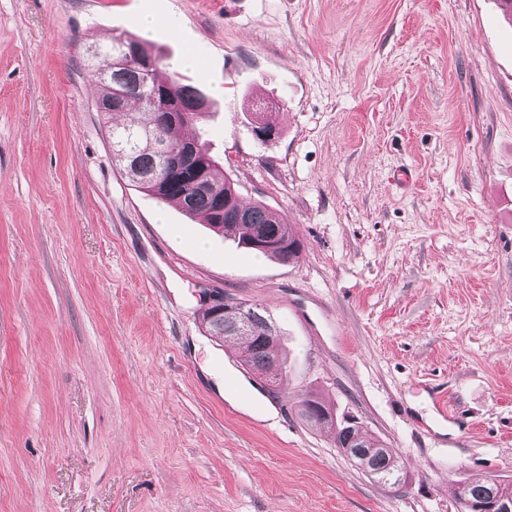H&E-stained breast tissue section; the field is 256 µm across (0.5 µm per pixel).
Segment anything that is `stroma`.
Returning a JSON list of instances; mask_svg holds the SVG:
<instances>
[{"instance_id": "obj_1", "label": "stroma", "mask_w": 512, "mask_h": 512, "mask_svg": "<svg viewBox=\"0 0 512 512\" xmlns=\"http://www.w3.org/2000/svg\"><path fill=\"white\" fill-rule=\"evenodd\" d=\"M293 263L112 161L86 49L140 35ZM194 65H187L186 56ZM277 130L262 142L252 122ZM220 290L288 382L240 405ZM399 457L375 482L304 391ZM451 404L453 420L440 414ZM512 484V23L497 0H0V512H460ZM207 300L209 307L203 314L202 322L209 335L241 337L246 343L242 355L243 363L261 373L270 374L272 379L277 377L278 385L281 384L287 377V373L284 372L283 363L275 355L279 335L266 309L258 307L257 304L246 305V303H244L246 305L244 309L235 298L220 292L208 293ZM211 307H214L217 312H224L233 317L240 330L246 329L249 325L244 314L246 311L250 323L248 329L245 332L236 331L233 321L227 314H216ZM269 336L274 337L271 339ZM493 480L496 479L486 480L485 482L478 484H466L459 487L457 490V499L461 506H463L465 502H470L471 508L485 505L489 498L490 492H493V489H496V491L499 492L500 486L503 488V491L511 488L512 495L511 484H506L499 481L501 484L498 485L496 483L497 481Z\"/></svg>"}]
</instances>
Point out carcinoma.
<instances>
[{
    "label": "carcinoma",
    "mask_w": 512,
    "mask_h": 512,
    "mask_svg": "<svg viewBox=\"0 0 512 512\" xmlns=\"http://www.w3.org/2000/svg\"><path fill=\"white\" fill-rule=\"evenodd\" d=\"M122 39L135 43L140 54L157 61L150 85H145L134 65L113 72L104 77V71L115 52L116 43ZM91 57V73L101 83L103 93L100 103L104 104L113 98V90L120 87L121 100L112 104L105 113H118L127 109L132 101L139 105L138 115L128 123L115 125L110 132L112 139V160L133 179L138 186L155 199L163 202L175 201L182 211L200 224H206L215 231L222 232L228 228L238 234V243L268 257L290 263L299 258L302 243L295 236L285 217L262 203L244 206L239 202L238 193L233 180L227 175H219V163L209 153L206 144L195 139L180 136L182 127L204 114L207 109V98L195 86L186 84L175 70L165 67L162 58L152 54L138 38L133 35L116 36L107 43L94 45ZM171 88L175 94L174 110L180 114L177 122H166L156 128L151 125L148 112V91L160 93ZM165 140L173 147L194 144L206 159L202 179L210 189L202 191L190 180L170 179L160 170V157L157 142ZM224 197L223 208L215 206L216 196ZM248 215V222L240 223L237 215ZM260 230L267 238V246L257 247L255 231ZM249 327L240 332L235 329L233 321L224 313H215L208 308L203 314V324L211 336H239L246 343L243 352V363L283 382L287 377L283 363L275 355L277 345L276 327L270 314L256 304L246 306ZM329 410L322 401L312 394H307L301 401L300 415L305 419L332 428L336 447L342 449L356 464L378 482L397 486L401 484V466L399 457L390 448L378 445V449L370 456L361 460L355 451L366 447L368 439L357 422L347 418L328 420L320 418V410ZM512 486L497 484L487 480L478 484H466L458 488L457 499L460 503L468 502L471 507L486 504L490 492L499 488L508 489Z\"/></svg>",
    "instance_id": "cac0c4a2"
}]
</instances>
